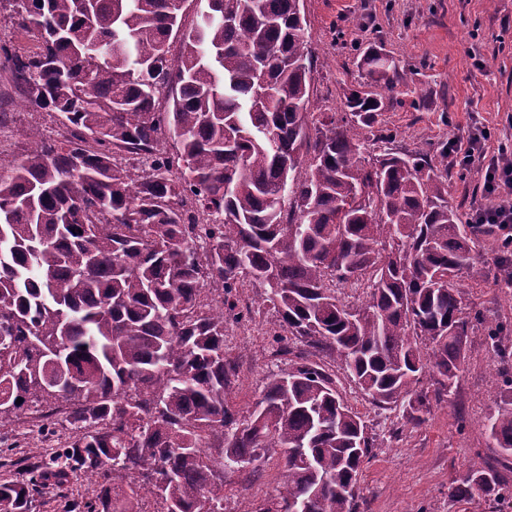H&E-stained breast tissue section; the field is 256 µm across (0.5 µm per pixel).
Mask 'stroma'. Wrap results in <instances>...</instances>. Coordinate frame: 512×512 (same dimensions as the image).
I'll use <instances>...</instances> for the list:
<instances>
[{"label": "stroma", "instance_id": "stroma-1", "mask_svg": "<svg viewBox=\"0 0 512 512\" xmlns=\"http://www.w3.org/2000/svg\"><path fill=\"white\" fill-rule=\"evenodd\" d=\"M315 51L309 110L340 112L361 80L362 59L376 47L403 67L407 84L388 91L375 86L384 109L378 125L391 133V143L373 142L370 155L391 147L435 154L442 142L467 145L476 124L490 137L488 155L512 141V0H302ZM38 130L56 139L65 128L58 113L29 102L0 57V158H21L29 148L23 132ZM485 202L479 166L448 169V203L460 213L475 212ZM492 258H484L464 274L459 286L464 304L488 317L512 320V302L490 287ZM242 305L254 311L259 335L224 346L238 366L233 403L248 412L260 397L268 376L287 368L276 356L272 335L278 315L264 304L259 289L241 291ZM344 400L369 426L374 448L359 481L357 512H512V498L457 499L449 486L470 462L494 466L512 487V457L490 447L486 425L501 399L504 364L483 336H468L466 362L448 400L435 404L425 423L393 429L387 413L371 404L333 361L322 352ZM25 411L0 420V483L21 478L25 470L47 471L56 465L71 428L32 427ZM254 475H228L224 512H254L274 494L282 470L277 456L258 461ZM97 485L80 473L67 482L48 483L35 495L30 512H71L74 504L93 501Z\"/></svg>", "mask_w": 512, "mask_h": 512}]
</instances>
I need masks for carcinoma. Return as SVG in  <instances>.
Segmentation results:
<instances>
[{
  "label": "carcinoma",
  "instance_id": "1",
  "mask_svg": "<svg viewBox=\"0 0 512 512\" xmlns=\"http://www.w3.org/2000/svg\"><path fill=\"white\" fill-rule=\"evenodd\" d=\"M206 2L187 28L170 0H0L39 43L23 55L0 42L13 80L67 128L60 141L29 130L21 159L0 158V415L69 406L55 474L99 479L84 512H143L148 498L224 512L226 474L271 449L282 482L255 512H356L373 439L325 368L301 354L248 415L230 403L224 322L253 319L238 289H262L279 315L280 354L297 341L335 354L373 405L419 426L458 382L468 336L512 356V322L464 307L457 286L490 239L493 285L512 288V243L448 204V143L433 160L368 154L391 139L368 87L405 81L393 58L367 51L345 111L312 126L301 0ZM359 281L366 302H342L339 286ZM205 291L222 308H204ZM503 386L487 431L512 455V372ZM38 484L1 483L0 512H29ZM506 490L472 462L448 496Z\"/></svg>",
  "mask_w": 512,
  "mask_h": 512
}]
</instances>
